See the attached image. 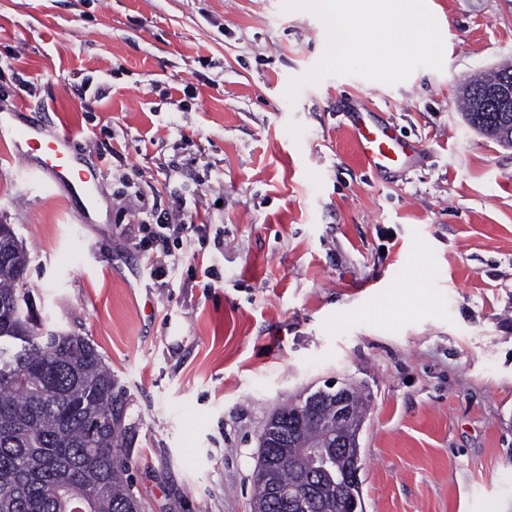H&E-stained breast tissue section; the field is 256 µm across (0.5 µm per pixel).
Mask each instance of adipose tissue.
<instances>
[{
    "mask_svg": "<svg viewBox=\"0 0 512 512\" xmlns=\"http://www.w3.org/2000/svg\"><path fill=\"white\" fill-rule=\"evenodd\" d=\"M326 15L334 42V56L339 60L363 59L376 54L392 62L405 51L426 47L434 33L411 0H315ZM381 29L382 38L369 41L371 28Z\"/></svg>",
    "mask_w": 512,
    "mask_h": 512,
    "instance_id": "obj_1",
    "label": "adipose tissue"
}]
</instances>
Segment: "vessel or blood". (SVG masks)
Masks as SVG:
<instances>
[{
    "label": "vessel or blood",
    "mask_w": 512,
    "mask_h": 512,
    "mask_svg": "<svg viewBox=\"0 0 512 512\" xmlns=\"http://www.w3.org/2000/svg\"><path fill=\"white\" fill-rule=\"evenodd\" d=\"M347 128L358 158L371 170L405 166L416 151L415 144L394 136L391 127L372 123L367 110L354 109ZM0 139L10 143L11 158L21 162L42 185L79 197L85 211H93L104 198L103 173L70 152L68 130L17 126L9 113L1 112Z\"/></svg>",
    "instance_id": "vessel-or-blood-1"
}]
</instances>
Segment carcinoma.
<instances>
[{
	"label": "carcinoma",
	"mask_w": 512,
	"mask_h": 512,
	"mask_svg": "<svg viewBox=\"0 0 512 512\" xmlns=\"http://www.w3.org/2000/svg\"><path fill=\"white\" fill-rule=\"evenodd\" d=\"M487 78L467 84V122L504 142L512 112L501 114L479 93ZM23 244H13L0 263V512H138L123 479L120 451L123 399L112 370L97 346L82 336L54 330L30 318ZM348 431L336 421L333 401L314 408L286 448H268L278 459L254 475L253 508L259 512H300L267 499L271 484H296L312 470L307 446L325 445ZM336 469L315 476L317 512H345L331 482Z\"/></svg>",
	"instance_id": "carcinoma-1"
}]
</instances>
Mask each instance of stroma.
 I'll return each instance as SVG.
<instances>
[{
	"mask_svg": "<svg viewBox=\"0 0 512 512\" xmlns=\"http://www.w3.org/2000/svg\"><path fill=\"white\" fill-rule=\"evenodd\" d=\"M431 45L336 61L309 0H0V107L68 129L102 214L0 147V224L31 311L95 344L124 401L139 512H251L259 436L288 398L360 386L364 512H512V147L464 83L512 64V0H416ZM373 111L421 152L374 174ZM186 199L197 242L159 284L118 206ZM487 81L486 77H479L470 81L463 89L462 96L468 105L464 113L466 120L469 124L474 120H480L479 131L500 143L511 145L503 139L502 133L505 129L504 123H512V112H502L500 117L498 112L492 111L490 103L478 92Z\"/></svg>",
	"mask_w": 512,
	"mask_h": 512,
	"instance_id": "obj_1",
	"label": "stroma"
}]
</instances>
